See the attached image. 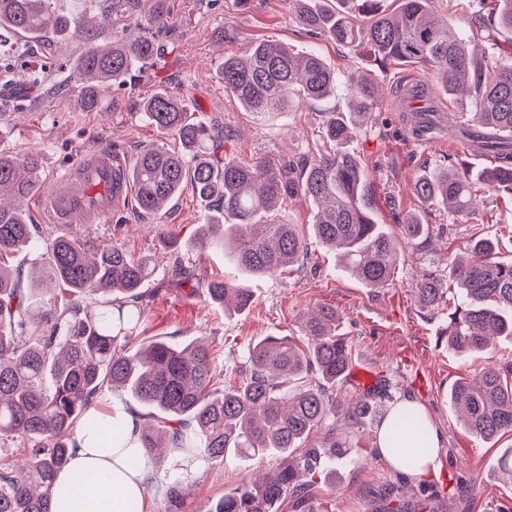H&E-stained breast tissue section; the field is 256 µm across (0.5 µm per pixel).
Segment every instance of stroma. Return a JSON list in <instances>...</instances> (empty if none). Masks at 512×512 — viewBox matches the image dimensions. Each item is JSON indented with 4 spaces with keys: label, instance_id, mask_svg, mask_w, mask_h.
<instances>
[{
    "label": "stroma",
    "instance_id": "obj_1",
    "mask_svg": "<svg viewBox=\"0 0 512 512\" xmlns=\"http://www.w3.org/2000/svg\"><path fill=\"white\" fill-rule=\"evenodd\" d=\"M167 7L173 53L144 73L135 87L109 88L94 111L80 109L72 90L82 38L63 43L61 66L32 54L26 68L11 67V81H25L30 72L40 71L56 83L57 90L38 106H0V148L17 156L39 151L44 186L63 176L79 154L91 150L109 149L132 162L152 144L177 149L178 141L165 138L142 115L144 99L164 91L184 96L190 111L212 117L231 133L230 158L312 160L322 146L319 131L326 114L349 108L343 79L354 72L372 74L384 95L371 122L358 129L345 149L357 158L366 176L377 222L398 241L401 260L389 285L369 288L342 271L335 253L314 238L315 209L300 196L282 204L277 217L298 226L308 246L306 255L283 272L247 280L253 302L239 313L224 311L204 291L177 283L180 269L186 267L202 282L226 270L223 254L193 245L208 207L191 187H184L164 215L143 214L130 202L113 215L111 223L80 226L76 232L90 246L108 245L135 258L151 259L154 273L142 287L145 316L135 342L172 338L186 345L206 339L215 365V388L238 382V368L248 348L261 338L302 340L303 313L327 304L342 318L353 366L370 372L363 385L346 379L344 391L377 397L383 410L412 399L438 424L440 468L435 477L418 484L372 457L369 440L377 435V420L360 429L337 426V436L351 435L354 444L329 466L326 477L309 486L302 497L285 498L278 512H384L388 506L398 512H512V485H504L495 468L512 439L492 445L473 436L461 425L448 396L457 379L475 374L489 358L512 363V339L499 338L493 354L460 357L449 349L444 334L447 313L423 309L412 290L426 271L434 272L444 288L454 287L450 261L468 257L479 239L492 241L502 261H512L511 195L486 191L479 212L466 217L423 202L413 191L416 180L442 169L449 159L464 161L477 175L492 161L456 143L448 146L436 139L413 138L409 114L398 107L403 85L425 82L432 100L455 118L470 119L474 98L462 102L449 98L423 64L394 63L382 71L363 47L308 36L286 0H248L244 5L239 0H168ZM262 40L288 44L299 54L318 52L336 72L340 86L333 95L304 103L275 120H259L225 91L219 65L225 51ZM413 217L427 226L429 243L414 246L403 241L401 226ZM382 388L387 391L383 397L378 394ZM362 433L368 435V442L359 441ZM190 465L185 457H164L148 487L155 512H207L226 490L253 475L252 468L235 460H202L194 476ZM171 473L179 475L187 488L173 509L165 496Z\"/></svg>",
    "mask_w": 512,
    "mask_h": 512
}]
</instances>
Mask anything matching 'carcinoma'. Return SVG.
<instances>
[{"instance_id":"cac0c4a2","label":"carcinoma","mask_w":512,"mask_h":512,"mask_svg":"<svg viewBox=\"0 0 512 512\" xmlns=\"http://www.w3.org/2000/svg\"><path fill=\"white\" fill-rule=\"evenodd\" d=\"M379 0H363L366 23L351 21L339 7L317 0H292L297 22L313 36L341 44H364L379 66L422 63L454 96L469 86L479 107L461 140L497 159L486 174L490 188L512 193V66L470 53V39L498 50V31L512 33V0H481L487 6L470 18V35L448 28L434 0H400L391 13ZM134 28L101 47L95 42L99 20ZM84 49L79 59V105L97 107L113 85L136 83L172 53L164 37L171 22L165 0H86ZM17 37L49 34L55 43L44 57H56V43L71 36L68 18L53 0H0V31ZM224 89L262 119L336 92L337 77L314 52L296 55L284 43H253L224 55ZM353 111L332 112L323 123L322 152L300 173L294 165L261 157L251 164L230 160L228 135L188 112L184 99L168 92L150 97L146 120L178 138L182 150L160 145L143 149L130 179L135 202L157 214L191 185L213 212L205 217L198 245L222 251L230 265L252 276H266L299 263L307 250L296 225L274 218L286 198L302 195L317 209L315 239L339 250L345 269L368 288L392 281L399 262L394 241L375 224L365 202V176L343 145L368 123L382 85L368 76L349 78ZM40 154L0 151V260L18 250L41 251V262L26 275L0 265V439L30 442L24 474L0 472V512H69L74 489L86 476L76 471L68 486L56 485L68 466L77 424L94 428L93 401L104 389L127 393L152 409L139 441L147 464L161 462L159 448H181L200 457L261 460L275 453L276 474H263L224 493L208 512H277L279 502L302 492L321 473L324 459L343 454L346 443L324 450L307 448L313 432L329 426L335 408L357 427L372 409L364 396L332 395L328 386L347 376L351 349L337 333L336 308L319 305L303 321L308 343L266 336L248 348L242 381L224 390L213 387V359L202 343L181 346L154 340L135 350L130 342L143 321L139 290L154 272L152 262L103 246L92 256L76 235L40 240L22 202L39 187ZM414 193L426 203L470 215L480 194L456 162L444 172L417 180ZM456 290L447 291L431 273L412 286L425 309L448 311V347L459 354L490 353L494 340L512 337V263L496 256L495 245L479 240L466 263L452 267ZM208 298L239 312L249 307L250 289L226 277L205 283ZM99 296L98 311L84 313L78 297ZM450 401L470 432L485 441L512 436V365L494 363L470 380H460ZM421 415L404 408L396 428L420 429ZM301 454H296L297 450Z\"/></svg>"}]
</instances>
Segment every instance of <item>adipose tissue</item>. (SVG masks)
I'll use <instances>...</instances> for the list:
<instances>
[{"label": "adipose tissue", "mask_w": 512, "mask_h": 512, "mask_svg": "<svg viewBox=\"0 0 512 512\" xmlns=\"http://www.w3.org/2000/svg\"><path fill=\"white\" fill-rule=\"evenodd\" d=\"M101 423L94 429L78 425L74 431L75 448L68 469L56 476L58 485L69 483L72 471L91 475L89 485L74 490L70 512H128L129 502H137L139 512H152L148 496L150 471L145 463L147 451L139 442L143 419L135 411L124 409L118 414L108 412L100 416ZM119 425L124 433L123 445L107 442L112 425ZM423 433L413 431L393 436L388 428H381L377 451L387 465L400 476L413 482H422L435 475L438 468L440 435L431 419H424ZM425 447V455L406 463L404 455L415 448Z\"/></svg>", "instance_id": "ef3b65f1"}]
</instances>
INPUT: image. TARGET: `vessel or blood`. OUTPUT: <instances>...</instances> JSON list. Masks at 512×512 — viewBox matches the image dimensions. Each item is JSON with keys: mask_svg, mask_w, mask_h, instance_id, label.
<instances>
[{"mask_svg": "<svg viewBox=\"0 0 512 512\" xmlns=\"http://www.w3.org/2000/svg\"><path fill=\"white\" fill-rule=\"evenodd\" d=\"M127 161L112 151L83 155L65 176L44 190L41 203L52 223L103 224L129 201Z\"/></svg>", "mask_w": 512, "mask_h": 512, "instance_id": "1", "label": "vessel or blood"}]
</instances>
